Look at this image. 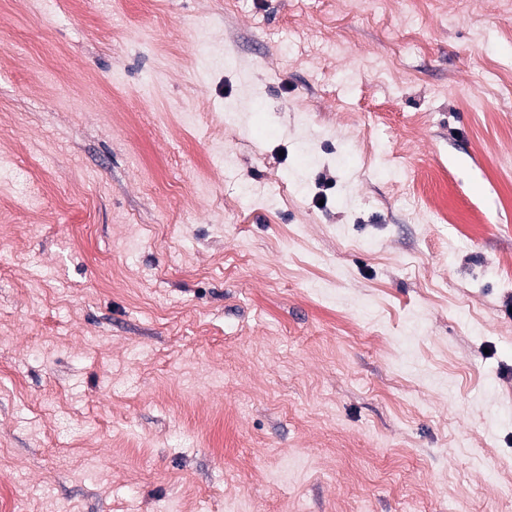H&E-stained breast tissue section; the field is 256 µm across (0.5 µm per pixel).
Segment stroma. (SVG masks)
Returning a JSON list of instances; mask_svg holds the SVG:
<instances>
[{"label":"stroma","instance_id":"obj_1","mask_svg":"<svg viewBox=\"0 0 512 512\" xmlns=\"http://www.w3.org/2000/svg\"><path fill=\"white\" fill-rule=\"evenodd\" d=\"M512 0H0L5 512H512Z\"/></svg>","mask_w":512,"mask_h":512}]
</instances>
